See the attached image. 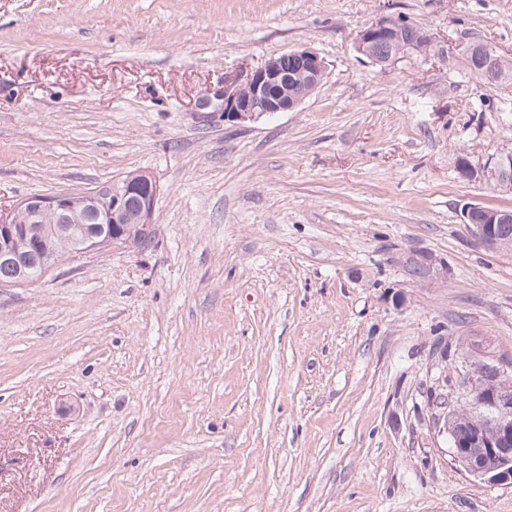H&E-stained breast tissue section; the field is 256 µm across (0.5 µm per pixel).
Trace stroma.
I'll return each mask as SVG.
<instances>
[{"instance_id": "35a3bbf8", "label": "stroma", "mask_w": 512, "mask_h": 512, "mask_svg": "<svg viewBox=\"0 0 512 512\" xmlns=\"http://www.w3.org/2000/svg\"><path fill=\"white\" fill-rule=\"evenodd\" d=\"M381 16L434 41L374 65ZM473 42L512 71V0H0V209L160 186L148 242L0 285V512H512L435 423L512 372V248L461 216L512 197L458 172L512 151V81ZM302 46L293 110L199 108Z\"/></svg>"}]
</instances>
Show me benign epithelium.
<instances>
[{"mask_svg": "<svg viewBox=\"0 0 512 512\" xmlns=\"http://www.w3.org/2000/svg\"><path fill=\"white\" fill-rule=\"evenodd\" d=\"M411 46L403 41L401 29L392 26L388 17L364 25L357 34L356 50L374 64H387L397 59L396 49ZM325 65L320 56L308 47H300L269 59L263 66L240 77L224 81V89L205 91L199 100L202 108L214 107L224 113L228 122L254 121L278 112L296 108L302 96H291V83H309V91L320 87ZM461 177L484 180L502 196H512V152L500 155L488 166L477 167L463 158L458 165ZM160 187L147 174L120 179L105 187L66 191L52 196H31L13 209L0 213V263L19 264L20 248H43L41 227L57 225V237L79 253L100 251L124 244L119 228L137 224L148 231L152 224ZM135 201V211L128 209ZM95 211L98 224L93 232L78 240L69 236L70 225L79 223V210ZM463 223L472 226L475 238L488 248L507 246L498 226L512 225V211L481 204H472L462 213ZM504 372L496 366L475 364L469 379L481 397V423L469 441L457 437L452 415L443 414L444 430L451 439L455 460L470 474L495 484L512 486V400L500 390Z\"/></svg>", "mask_w": 512, "mask_h": 512, "instance_id": "obj_1", "label": "benign epithelium"}]
</instances>
